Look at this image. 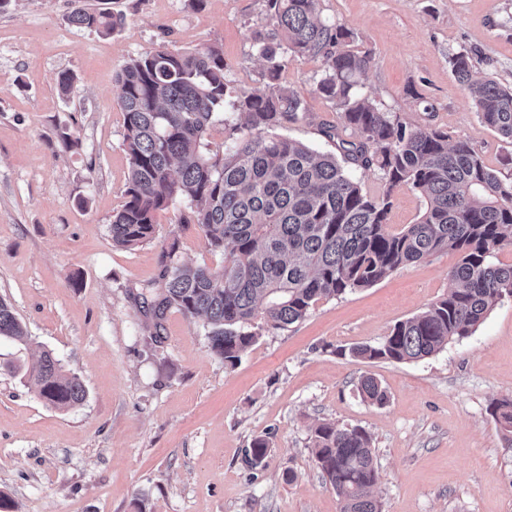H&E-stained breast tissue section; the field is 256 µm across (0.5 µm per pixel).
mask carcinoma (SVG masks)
Returning <instances> with one entry per match:
<instances>
[{
    "label": "carcinoma",
    "mask_w": 512,
    "mask_h": 512,
    "mask_svg": "<svg viewBox=\"0 0 512 512\" xmlns=\"http://www.w3.org/2000/svg\"><path fill=\"white\" fill-rule=\"evenodd\" d=\"M69 22L112 34L124 15L76 0ZM269 28L256 33L254 47L266 63V83L236 89L224 77L219 46L199 50L159 49L128 62L118 74V103L124 116L122 146L130 171L125 201L112 216V244L128 250L155 237V213L186 201L179 223L195 224L209 247L224 253L219 267L188 266L163 254L162 293L150 304L156 321L178 308L205 319L210 349L234 365L259 336L262 325L286 327L302 321L322 298L366 288L400 266L437 252L459 255L446 296L420 314L400 321L378 345H358L355 357L415 361L464 338L502 298L512 297V264L492 262L512 246V178L486 166L464 140L448 132L412 127L359 93L370 53L352 46L353 32L318 18L319 0H264ZM322 62L314 92L333 102L341 127L359 139L337 138V153L317 151L274 133L308 112L305 98L279 83L288 56ZM456 81L480 120L512 142V88L494 79H473L472 57L451 59ZM243 116L229 134L232 146L214 153L205 136L225 106ZM376 169L384 191L372 197L355 171ZM424 195L414 224H389L392 197L402 188ZM262 323H257V320ZM22 341L27 332L11 305L0 299V338ZM28 382L46 403L69 408L82 403L85 387L61 361L44 352L27 369ZM364 398L387 400L371 376L359 382ZM490 413L512 449V400ZM312 457L336 491L341 512H381L374 497L379 473L371 439L361 427L323 421L313 430ZM266 439L253 440L247 456L257 467L268 456Z\"/></svg>",
    "instance_id": "cac0c4a2"
}]
</instances>
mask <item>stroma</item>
<instances>
[{"instance_id": "35a3bbf8", "label": "stroma", "mask_w": 512, "mask_h": 512, "mask_svg": "<svg viewBox=\"0 0 512 512\" xmlns=\"http://www.w3.org/2000/svg\"><path fill=\"white\" fill-rule=\"evenodd\" d=\"M122 12L106 35L72 26L70 0H11L0 11V299L28 340L0 341V512H340L311 454L330 420L372 438L382 512H512V452L489 413L512 399V298L469 336L411 362L370 361L351 347L382 342L397 322L443 297L458 253L401 266L368 288L319 300L305 320L266 327L236 363L209 347L203 321L170 308L154 323L137 297L177 243L182 263L212 251L176 208L151 242L114 246L129 158L117 74L161 45H219L230 85L264 86L252 49L264 0H89ZM371 54L361 90L407 124L448 131L512 177V142L478 118L452 73L467 52L477 77L512 85V0H320ZM74 76L69 94L56 77ZM321 62L292 57L283 85L306 120L279 133L323 152L335 106L314 94ZM79 287H70V279ZM53 352L86 388L80 405L48 406L25 377ZM377 378L384 405L359 392ZM263 465L245 456L255 437Z\"/></svg>"}]
</instances>
